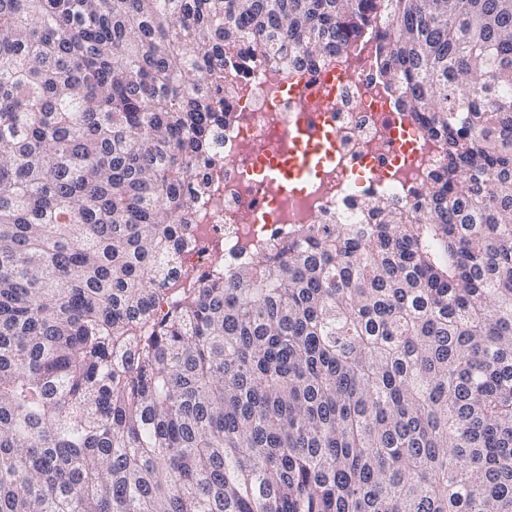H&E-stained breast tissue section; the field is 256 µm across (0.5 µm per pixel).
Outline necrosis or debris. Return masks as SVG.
Segmentation results:
<instances>
[{
    "label": "necrosis or debris",
    "mask_w": 512,
    "mask_h": 512,
    "mask_svg": "<svg viewBox=\"0 0 512 512\" xmlns=\"http://www.w3.org/2000/svg\"><path fill=\"white\" fill-rule=\"evenodd\" d=\"M376 44L370 37L344 56L304 58L290 68L269 63L240 79L233 117L215 146L210 195L184 227L191 244L179 264L188 275L172 281L173 291L191 287V275L217 257L286 239L298 227L367 223L357 205L364 191L405 210L416 204L445 154L379 79ZM298 137L322 146L320 171L270 188L272 175L287 171Z\"/></svg>",
    "instance_id": "1"
}]
</instances>
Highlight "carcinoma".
<instances>
[{"mask_svg":"<svg viewBox=\"0 0 512 512\" xmlns=\"http://www.w3.org/2000/svg\"><path fill=\"white\" fill-rule=\"evenodd\" d=\"M377 36L446 165L156 300L245 43ZM0 512H512V0H0Z\"/></svg>","mask_w":512,"mask_h":512,"instance_id":"cac0c4a2","label":"carcinoma"}]
</instances>
